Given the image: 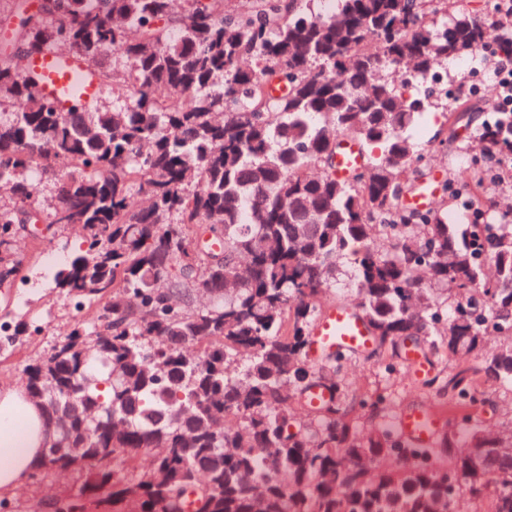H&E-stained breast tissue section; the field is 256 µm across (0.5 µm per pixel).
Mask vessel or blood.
Listing matches in <instances>:
<instances>
[{
  "label": "vessel or blood",
  "instance_id": "vessel-or-blood-1",
  "mask_svg": "<svg viewBox=\"0 0 512 512\" xmlns=\"http://www.w3.org/2000/svg\"><path fill=\"white\" fill-rule=\"evenodd\" d=\"M27 69L39 76L41 92L60 110H68L73 97L93 102L102 95L92 69L76 56L45 50L28 60ZM363 160L354 142L343 141L336 157L337 175H345ZM370 348V333L359 310L353 306L333 305L326 309L312 331L309 357L315 360L334 351L358 355ZM441 420L440 411L433 405L407 408L397 414L395 429L414 446L430 448L439 434Z\"/></svg>",
  "mask_w": 512,
  "mask_h": 512
}]
</instances>
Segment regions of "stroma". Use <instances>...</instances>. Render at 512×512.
<instances>
[{
	"label": "stroma",
	"instance_id": "obj_1",
	"mask_svg": "<svg viewBox=\"0 0 512 512\" xmlns=\"http://www.w3.org/2000/svg\"><path fill=\"white\" fill-rule=\"evenodd\" d=\"M495 60V55L487 51L468 62L451 58L436 66V74L446 78L444 87L448 93L462 92L468 99L465 117L446 147L436 143L441 130L439 113H425L408 131L415 149L430 154L432 166L437 174L447 177L449 186H456L458 174L482 149L473 130L488 119L496 95L492 68ZM32 180L37 186V200L31 209L39 214L40 229L36 232L28 229L15 237L11 249L24 261V276L9 278L0 285V324L23 320L31 329L17 337L0 335V387L24 383L26 364L49 355L64 342L73 324H90L95 315L94 307L78 305L75 299L51 284L52 276L68 263L81 238L74 229L50 225L42 204L50 191V182L39 171L33 173ZM467 199L468 207L454 209L457 223L467 222L473 206L485 210L491 220H498L503 213L512 211V176L501 181L484 179L482 191L468 194ZM432 360V383L427 386L414 379L406 366L388 371L382 357L350 358L336 375L343 390L361 398L384 390L392 399L390 410L375 415L355 408L353 416L358 431L393 426L397 411L409 405L432 404L440 411H447L448 374L455 364L439 353L433 354ZM477 415L486 433L512 435V390L499 388L487 392ZM83 480V475L74 471L44 470L41 476L28 479L12 495L0 498V512H49V500L75 493Z\"/></svg>",
	"mask_w": 512,
	"mask_h": 512
}]
</instances>
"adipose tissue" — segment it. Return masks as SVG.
<instances>
[{"label":"adipose tissue","instance_id":"adipose-tissue-1","mask_svg":"<svg viewBox=\"0 0 512 512\" xmlns=\"http://www.w3.org/2000/svg\"><path fill=\"white\" fill-rule=\"evenodd\" d=\"M56 443L25 386L0 388V494L21 486Z\"/></svg>","mask_w":512,"mask_h":512}]
</instances>
